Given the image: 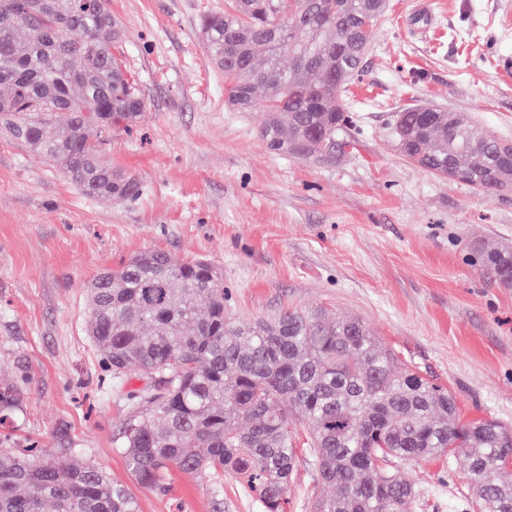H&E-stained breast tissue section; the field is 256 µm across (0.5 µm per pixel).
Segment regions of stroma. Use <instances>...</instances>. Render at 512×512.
<instances>
[{"label": "stroma", "instance_id": "stroma-1", "mask_svg": "<svg viewBox=\"0 0 512 512\" xmlns=\"http://www.w3.org/2000/svg\"><path fill=\"white\" fill-rule=\"evenodd\" d=\"M125 35L112 52L148 101L102 158L142 194L82 195L59 166L0 128V387L18 406L0 431L53 460L83 452L135 494L139 512H260L239 481L172 472L140 487L117 448L124 401L87 332L85 287L156 250L212 260L231 315L322 309L365 323L467 419L512 424V287L493 283L470 244L512 247V194L488 198L402 157L390 116L429 104L512 140V0H390L347 95L360 132L331 162L269 151L262 115L224 108V74L199 26L224 0H107ZM413 512H462L468 490L441 464L408 467Z\"/></svg>", "mask_w": 512, "mask_h": 512}]
</instances>
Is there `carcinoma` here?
<instances>
[{"instance_id": "1", "label": "carcinoma", "mask_w": 512, "mask_h": 512, "mask_svg": "<svg viewBox=\"0 0 512 512\" xmlns=\"http://www.w3.org/2000/svg\"><path fill=\"white\" fill-rule=\"evenodd\" d=\"M382 0H224L204 17L208 62L224 72V105L260 109L270 150L330 162L351 145L346 99L386 14ZM123 35L106 0H0V126L57 163L82 194L140 193L100 144L130 132L147 101L112 43ZM264 52L257 60L258 52ZM67 121L48 131L55 115ZM96 130L98 140L90 138ZM387 136L411 163L486 197L512 193V141L426 104L395 112ZM512 286V248L476 250ZM87 329L126 400L118 447L136 482L163 491L174 470L214 491L243 480L262 512H287L300 460L333 489L310 512H411L420 489L402 467L452 461L474 493L471 512H512V427L463 421L448 389L399 358L358 319L287 308L241 323L224 311V280L205 258L175 263L141 252L86 289ZM157 385L127 392L129 377ZM139 512L136 496L91 460L58 464L33 441L0 454V512Z\"/></svg>"}]
</instances>
